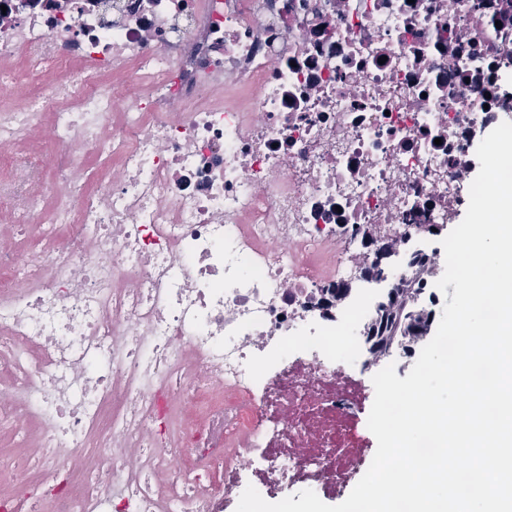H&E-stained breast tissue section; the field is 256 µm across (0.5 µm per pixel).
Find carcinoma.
<instances>
[{
	"mask_svg": "<svg viewBox=\"0 0 512 512\" xmlns=\"http://www.w3.org/2000/svg\"><path fill=\"white\" fill-rule=\"evenodd\" d=\"M423 286L396 288L386 302L375 309V318L368 326L372 339L370 353L377 356L404 343L411 346L421 337L425 321L417 315Z\"/></svg>",
	"mask_w": 512,
	"mask_h": 512,
	"instance_id": "carcinoma-1",
	"label": "carcinoma"
}]
</instances>
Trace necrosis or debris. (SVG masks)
<instances>
[{
  "label": "necrosis or debris",
  "instance_id": "1",
  "mask_svg": "<svg viewBox=\"0 0 512 512\" xmlns=\"http://www.w3.org/2000/svg\"><path fill=\"white\" fill-rule=\"evenodd\" d=\"M474 2L0 0V512L351 479L374 310L327 299L512 119V0Z\"/></svg>",
  "mask_w": 512,
  "mask_h": 512
}]
</instances>
